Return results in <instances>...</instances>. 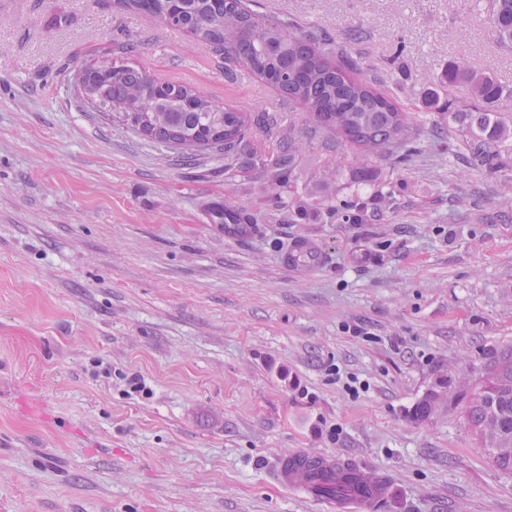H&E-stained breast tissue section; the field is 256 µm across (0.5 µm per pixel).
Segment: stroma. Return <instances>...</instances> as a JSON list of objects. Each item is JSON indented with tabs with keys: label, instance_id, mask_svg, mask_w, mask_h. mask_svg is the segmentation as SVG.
<instances>
[{
	"label": "stroma",
	"instance_id": "35a3bbf8",
	"mask_svg": "<svg viewBox=\"0 0 512 512\" xmlns=\"http://www.w3.org/2000/svg\"><path fill=\"white\" fill-rule=\"evenodd\" d=\"M256 3L384 76L415 152L351 182L301 103L243 68L225 81L190 34L118 0H0V512H357L281 486L295 453L378 478L367 512H512V471L465 415L512 351V143L489 170L424 106L451 61L512 88V48L482 0ZM124 43L159 81L247 113L253 157L305 136L291 185L81 108L72 73ZM217 206L252 234L225 237ZM307 238L321 261L283 264Z\"/></svg>",
	"mask_w": 512,
	"mask_h": 512
}]
</instances>
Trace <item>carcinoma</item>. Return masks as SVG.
Masks as SVG:
<instances>
[{"label": "carcinoma", "instance_id": "carcinoma-1", "mask_svg": "<svg viewBox=\"0 0 512 512\" xmlns=\"http://www.w3.org/2000/svg\"><path fill=\"white\" fill-rule=\"evenodd\" d=\"M124 9L148 14L165 27L186 32L228 63L225 76L239 68L250 70L289 98L302 103L306 122L328 131L348 145L356 158L371 155L406 159L417 142L418 129L383 94L357 77L356 67L327 39L312 31L299 32L275 18H263L252 0H122ZM489 19L496 39L512 45V0H489ZM132 53L128 44L118 54L91 66L86 91L97 97L102 111L135 133L176 151H194L201 142L210 151L236 159L245 152L247 118L234 109L216 105L190 88L160 82L123 60ZM443 84L462 87L473 104L448 109V120L464 147L491 170L503 166L497 147L512 142V112L502 105L512 101L487 69L464 62L448 64ZM299 144L290 137L278 151L260 159L262 170L282 183L292 172ZM481 398L468 402L466 417L479 433L492 420L499 424L512 448V352L502 356L480 386ZM310 477L321 481L318 492L344 498L370 478L349 473L340 479L312 468Z\"/></svg>", "mask_w": 512, "mask_h": 512}]
</instances>
